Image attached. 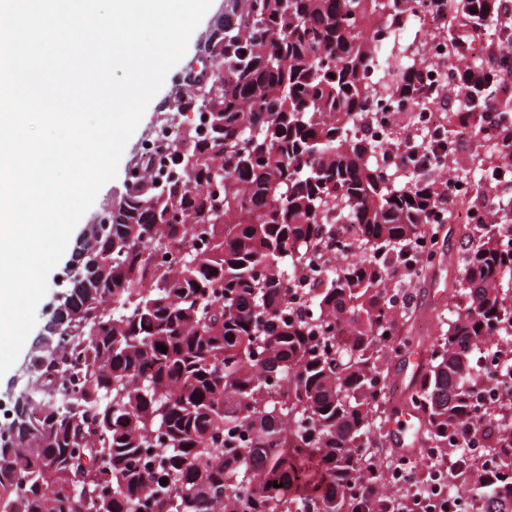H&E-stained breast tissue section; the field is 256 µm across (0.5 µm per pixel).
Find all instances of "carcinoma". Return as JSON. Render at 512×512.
<instances>
[{
    "mask_svg": "<svg viewBox=\"0 0 512 512\" xmlns=\"http://www.w3.org/2000/svg\"><path fill=\"white\" fill-rule=\"evenodd\" d=\"M412 2L227 0L204 47L217 67L203 83L219 85L200 96L189 84L176 105L219 125L208 138L186 130L168 154L178 176L161 185L139 163L108 234L77 252L61 331L48 359L35 357L0 445V512H224L248 488L246 512H348L356 449L384 438L376 375L420 346L389 345L408 317L388 289L433 266L432 250L414 275L400 259L431 230V191L450 179L476 184L484 214L457 261L460 301L403 404L421 440L455 443L451 494L512 512V358L475 369L488 337L512 340V199L486 203L512 163V94L474 46L481 35L512 50V26L497 0L459 2L466 29L448 42L465 69L459 106L442 117L448 142L477 141L470 168L387 173L374 160L384 146L353 127L384 96L434 99L416 61L382 54ZM490 109L500 123L476 124ZM171 240L179 255L165 262ZM67 351L84 362L62 394ZM487 378L501 390L495 463L471 474L458 458ZM407 494L382 495L377 512H399Z\"/></svg>",
    "mask_w": 512,
    "mask_h": 512,
    "instance_id": "cac0c4a2",
    "label": "carcinoma"
}]
</instances>
